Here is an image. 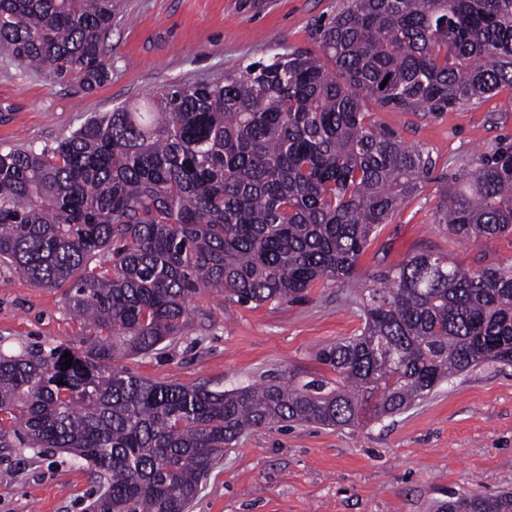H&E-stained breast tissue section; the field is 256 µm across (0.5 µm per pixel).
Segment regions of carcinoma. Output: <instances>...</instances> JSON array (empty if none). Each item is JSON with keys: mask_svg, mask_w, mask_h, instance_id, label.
Instances as JSON below:
<instances>
[{"mask_svg": "<svg viewBox=\"0 0 512 512\" xmlns=\"http://www.w3.org/2000/svg\"><path fill=\"white\" fill-rule=\"evenodd\" d=\"M115 4L0 0V49L92 91L111 77ZM317 43L318 55L163 84L54 147L0 150V264L62 290L88 331L79 348L0 350V448L86 463L99 482L87 512H186L247 431L394 417L453 375L512 365V264L472 272L432 254L364 287L360 334L319 356L334 379L216 391L118 364L180 336L204 291L289 304L352 276L435 167L367 102L439 114L512 90V0H342ZM438 191L454 237L511 236L512 143L472 157ZM448 512H512V492L472 494Z\"/></svg>", "mask_w": 512, "mask_h": 512, "instance_id": "carcinoma-1", "label": "carcinoma"}]
</instances>
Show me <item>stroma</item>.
I'll use <instances>...</instances> for the list:
<instances>
[{
    "label": "stroma",
    "mask_w": 512,
    "mask_h": 512,
    "mask_svg": "<svg viewBox=\"0 0 512 512\" xmlns=\"http://www.w3.org/2000/svg\"><path fill=\"white\" fill-rule=\"evenodd\" d=\"M336 0H118L106 43L110 80L24 70L0 50V149L55 145L88 117L166 83L211 82L275 54L317 51ZM372 117L432 153L435 174L512 141V92L434 115L372 107ZM436 183L380 225L348 284L320 282L298 303L257 307L199 296L182 335L125 359L134 375L227 391L273 377L330 376L320 352L358 334L367 278L418 253L466 269L512 263V236L463 243L440 222ZM84 331L60 292L0 267V348L80 346ZM512 489V366L485 363L439 384L403 414L328 428L285 422L227 446L190 512H448L470 493ZM96 483L54 450L0 451V512H85Z\"/></svg>",
    "instance_id": "1"
}]
</instances>
